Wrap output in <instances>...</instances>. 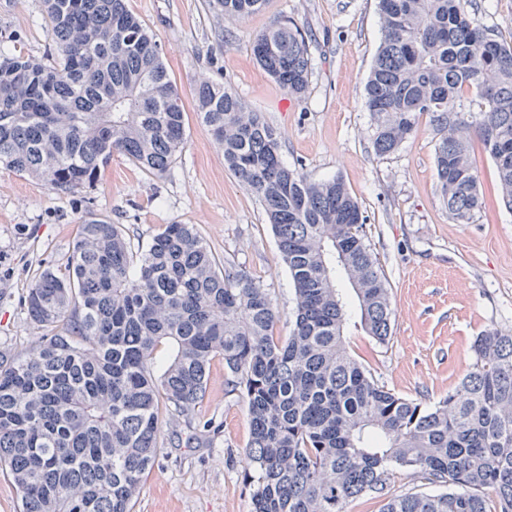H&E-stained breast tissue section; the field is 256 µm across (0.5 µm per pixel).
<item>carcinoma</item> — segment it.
I'll list each match as a JSON object with an SVG mask.
<instances>
[{
	"label": "carcinoma",
	"mask_w": 512,
	"mask_h": 512,
	"mask_svg": "<svg viewBox=\"0 0 512 512\" xmlns=\"http://www.w3.org/2000/svg\"><path fill=\"white\" fill-rule=\"evenodd\" d=\"M266 0H216L244 19ZM53 48L0 52V163L56 191L96 185L112 153L161 177L186 144L185 110L156 38L128 0H43ZM382 38L365 84L376 156L428 118L444 207L471 223L485 195L481 145L512 211V42L481 26L470 0H378ZM257 64L286 93L310 86L302 26L256 34ZM224 164L260 201L296 301L289 334L263 281L223 265L192 224H168L136 253L123 228L79 225L64 272L25 298L43 329L29 358L0 353V471L20 512H133L159 452L160 409L184 417L169 443L192 448L212 361L245 396L252 512H512V332L472 343L471 370L432 406L380 384L347 351L356 307L365 335L392 336L389 288L367 216L338 177L313 181L281 159L282 135L230 84L194 91ZM413 470L444 490L389 493Z\"/></svg>",
	"instance_id": "obj_1"
}]
</instances>
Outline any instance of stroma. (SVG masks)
Listing matches in <instances>:
<instances>
[{
	"mask_svg": "<svg viewBox=\"0 0 512 512\" xmlns=\"http://www.w3.org/2000/svg\"><path fill=\"white\" fill-rule=\"evenodd\" d=\"M162 45L164 62L188 109L186 146L161 178L113 154L93 187L62 193L0 165V351L25 355L42 331L23 298L46 267L64 268L79 224L103 219L128 228L146 246L168 224L195 225L224 263L263 280L288 334L295 296L263 208L224 166L208 129L193 115L202 79L230 83L284 138L282 160L318 181L341 177L368 217L367 238L384 270L392 336L377 344L348 331L350 354L392 392L426 405L444 398L473 361L476 336L512 330V213L496 201L495 167L475 149L486 206L455 223L440 196L435 140L421 122L399 151L376 157L364 84L381 38L378 0H267L243 20L225 18L214 0H129ZM305 30L312 76L302 100L281 90L257 65L253 37L273 20ZM42 0H0V50L36 57L49 48ZM222 360L210 367L199 409L213 422L197 448H173L181 418L160 417L163 444L134 512H252L245 476L247 402L228 391Z\"/></svg>",
	"mask_w": 512,
	"mask_h": 512,
	"instance_id": "obj_1",
	"label": "stroma"
}]
</instances>
